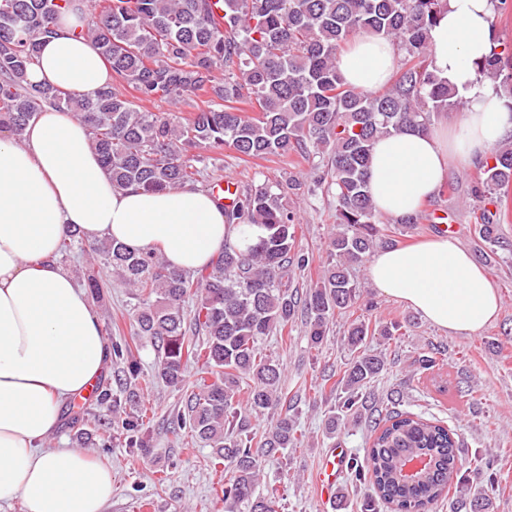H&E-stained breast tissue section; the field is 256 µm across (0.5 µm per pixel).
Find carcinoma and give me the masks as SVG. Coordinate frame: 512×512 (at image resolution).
<instances>
[{
    "mask_svg": "<svg viewBox=\"0 0 512 512\" xmlns=\"http://www.w3.org/2000/svg\"><path fill=\"white\" fill-rule=\"evenodd\" d=\"M224 25L212 19L210 0H98L81 35L93 41L112 67L113 83L88 96L61 93L27 82L38 40L55 34L54 19L71 0H0V129L17 139L46 106L74 113L88 127L92 144L112 177V186L163 191L197 181L190 149L219 153L228 147L252 158L296 153L326 157L317 177L335 201L336 232L323 275L306 291L288 287L296 271L310 265L298 249L295 213L288 196L303 188L290 176L264 182L222 205L227 224H260L266 236L242 250L227 242L209 265L180 272L157 252H135L115 242L88 244L70 235L58 253L76 251L102 264L132 288L135 335L159 351L152 381L180 390L188 364L197 378L173 415L172 433L209 448V467L224 471V512H278L276 491L261 495L266 458L303 447L306 434L298 410L282 393V364L263 353L261 341L300 318L310 348L319 350L336 315L354 307L361 284L350 267L377 246H395L369 190L368 166L375 141L406 129L426 130L435 115L462 108L456 91L439 77L428 54L429 32L444 15L447 0H223ZM382 36L404 52L389 87L355 91L341 76L337 59L357 34ZM477 81L492 80L512 95V47L493 42L491 54L475 63ZM131 87L129 98L120 86ZM200 95L207 105L188 118L143 109L155 100L179 104ZM255 109L254 115L240 105ZM472 194L485 255L512 257V241L501 230L509 216L512 141L497 146L481 163ZM495 210H490L489 206ZM194 301L187 310L186 302ZM399 323L357 318L343 340L355 353L342 377L320 392L334 400L326 412L325 435L361 422L372 384L387 370L383 352L365 350L368 339L402 335ZM194 331L197 339L187 337ZM441 350L419 353L413 366L423 373L439 366ZM121 365L114 385L98 389L104 445L123 440L129 451L150 447L147 410L136 403L142 373L126 340L112 342ZM276 412L269 430L253 421ZM373 439L354 479L370 484L364 512L380 503L397 512H429L448 493L458 473L463 445L438 420L394 409L371 420ZM430 459L426 475L401 478L403 460ZM479 491L464 492L457 512H490L489 491L497 483L495 461L480 458Z\"/></svg>",
    "mask_w": 512,
    "mask_h": 512,
    "instance_id": "1",
    "label": "carcinoma"
}]
</instances>
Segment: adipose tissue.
I'll return each instance as SVG.
<instances>
[{"label":"adipose tissue","mask_w":512,"mask_h":512,"mask_svg":"<svg viewBox=\"0 0 512 512\" xmlns=\"http://www.w3.org/2000/svg\"><path fill=\"white\" fill-rule=\"evenodd\" d=\"M431 32V59L464 101L458 120L379 139L370 164L377 208L394 218L416 213L444 183L452 164L486 159L512 134V111L475 80L474 64L493 48L491 0H447ZM84 0L54 23L28 71L34 84L93 93L111 85L112 69L78 31ZM392 41L366 35L341 52L338 68L358 90L387 84L397 69ZM88 243L113 240L133 251H158L184 272L208 265L225 242L255 244L266 231L230 225L200 188L116 189L91 146L84 123L45 108L22 140L0 134V503L25 512H103L112 497L111 468L72 448H49L60 412L88 393L106 356L94 306L58 261L67 232ZM368 277L432 325L470 334L496 317L500 299L481 267L454 241L438 237L385 249Z\"/></svg>","instance_id":"ef3b65f1"}]
</instances>
